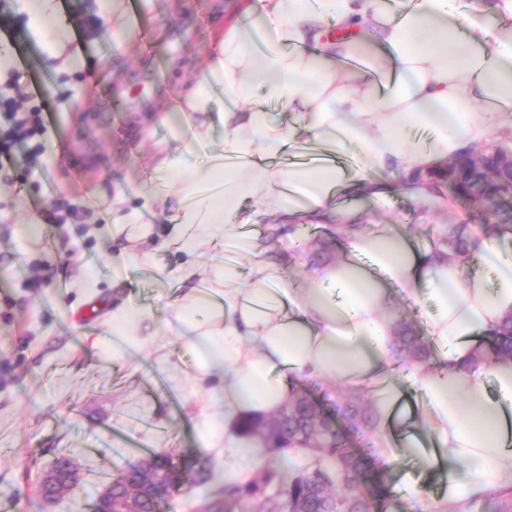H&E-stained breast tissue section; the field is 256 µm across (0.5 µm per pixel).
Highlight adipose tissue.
<instances>
[{
	"label": "adipose tissue",
	"mask_w": 512,
	"mask_h": 512,
	"mask_svg": "<svg viewBox=\"0 0 512 512\" xmlns=\"http://www.w3.org/2000/svg\"><path fill=\"white\" fill-rule=\"evenodd\" d=\"M244 11L246 21L214 42L204 80L158 117L212 143L206 159L182 169L158 146L145 204L165 199L170 178L182 184L165 233L140 223L122 195L112 199L113 234L144 243L157 236L160 249L183 257L176 277L191 288L176 318L193 331L187 343L198 352L197 371L226 376L209 392L222 412L204 423L201 438L223 439L232 468L251 469L256 442L239 432L237 418L275 413L290 378L331 380L366 392L381 425L403 423L400 450H379L386 465L404 454L439 466L449 497L459 500L512 482V360L467 366L483 336L512 313V252L500 241L481 244L496 273L491 284L455 261L430 264L395 224L350 235L345 257L313 266L306 288L279 261L256 258L245 267L239 260L252 250L245 229L259 218L276 219L283 232L329 219L357 224L368 214L342 210V188L380 198L391 176L426 174L485 143L496 115L512 110V0H248ZM330 21L344 38L327 37ZM218 88L228 107L214 122L191 127V112ZM261 95L294 112L295 124L277 122L257 104ZM217 128L224 135L216 142ZM267 140L290 149L330 143L340 157L354 148L364 168L278 170L263 159ZM217 238L233 242L239 255L214 261L210 279L195 282L198 247ZM397 290L436 305L430 363L401 374L385 316ZM150 315L123 303L113 308V357L129 355ZM407 385L422 396L421 411L405 406ZM423 435L436 452L421 446Z\"/></svg>",
	"instance_id": "ef3b65f1"
}]
</instances>
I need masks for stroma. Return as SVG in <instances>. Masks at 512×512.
<instances>
[{"label":"stroma","instance_id":"1","mask_svg":"<svg viewBox=\"0 0 512 512\" xmlns=\"http://www.w3.org/2000/svg\"><path fill=\"white\" fill-rule=\"evenodd\" d=\"M27 0H17L10 33H0V52L9 53L30 87L60 96L46 119L42 162L55 184L56 199L72 204L93 198V211H78L85 234L73 225L41 221L45 193L39 174L17 163L0 179V512H91L114 467L137 463L142 452L190 456L212 478L174 493L165 512H197L220 498L231 475L223 447H205L199 427L214 413L208 393L223 373L197 374L186 345L188 328L175 318L185 290L175 286L174 251L155 254L152 265L133 264L124 287L101 273L85 287V255L111 263L126 247L100 223V208L122 193L145 224L165 226L180 193L169 184L166 202L144 208L143 186L156 164V146L176 148L181 161L193 157L189 135L155 123L159 109L177 90L202 80L218 30L239 19L237 0H52L53 33L33 22ZM184 57L187 68L170 60ZM406 177L392 194L372 202V225L413 226L423 253L449 225L498 222L499 213L470 201L448 203L415 198ZM39 223L31 234L30 220ZM253 252L279 257L294 281L304 282L315 253L287 247L262 227L252 236ZM149 308L153 336L131 357L112 356V304ZM69 456L78 482L48 502L41 480L60 455ZM400 471L420 485L408 495L395 485L379 512H487L485 499L445 500L447 481L421 461L405 457Z\"/></svg>","mask_w":512,"mask_h":512}]
</instances>
